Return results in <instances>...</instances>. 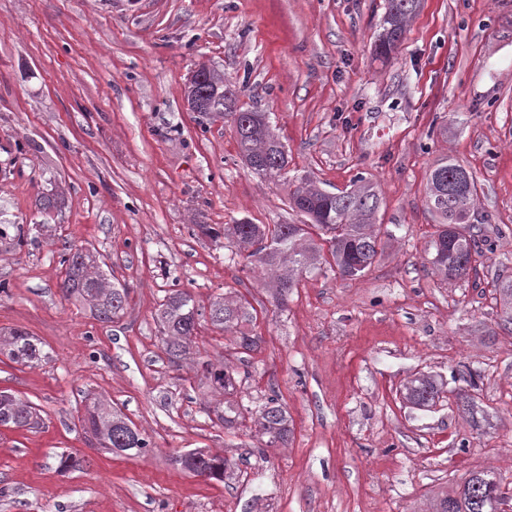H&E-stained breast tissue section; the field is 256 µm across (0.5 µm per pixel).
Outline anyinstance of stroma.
<instances>
[{
	"label": "stroma",
	"mask_w": 512,
	"mask_h": 512,
	"mask_svg": "<svg viewBox=\"0 0 512 512\" xmlns=\"http://www.w3.org/2000/svg\"><path fill=\"white\" fill-rule=\"evenodd\" d=\"M385 0H0V330L22 328L52 359L0 355V391L33 406L34 428L0 427V512H428L471 472L512 484V335L500 333V276L512 275V0H422L398 48L374 54ZM268 113L288 166L254 174L231 119L208 122L186 99L199 65ZM471 173L473 224L502 235L469 278L432 267L437 220L425 205L436 161ZM328 191L377 185L383 249L364 274L301 277L278 309L268 276L235 243L198 232L247 221L302 224L298 178ZM61 198L45 211L41 197ZM32 241L17 246L16 225ZM73 245L128 290L113 322L61 290ZM201 309L244 297L257 350L236 354L202 323L190 358L164 354L167 291ZM245 376L236 401L278 394L293 441L263 448L206 410L217 397L202 362ZM476 371V423L459 413ZM442 378L417 408L405 385ZM121 410L151 441L139 456L85 429L92 402ZM228 457L222 481L174 459ZM87 464L60 470L61 455Z\"/></svg>",
	"instance_id": "1"
}]
</instances>
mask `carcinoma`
I'll return each mask as SVG.
<instances>
[{
  "label": "carcinoma",
  "instance_id": "carcinoma-1",
  "mask_svg": "<svg viewBox=\"0 0 512 512\" xmlns=\"http://www.w3.org/2000/svg\"><path fill=\"white\" fill-rule=\"evenodd\" d=\"M420 0H386L382 17L383 31L375 42L374 51L379 57H388L400 43L407 23L417 12ZM210 111L205 113L215 121L224 117L233 119L240 152L250 161L253 173L263 178H276L288 166L284 144L271 132L268 115L264 112L238 109V90L226 85H207ZM466 172V169L449 158L439 160L431 170L426 184V202L429 210L439 219L436 237L432 241L431 263L435 270L447 277L453 273L465 279L475 270V257L495 250V241L479 236L467 224L468 214L477 199L475 180H470L465 194L448 204V181ZM292 207L305 214L312 225L325 235L324 242L336 268L343 276L356 277L374 263L381 239L375 231V217L382 204L376 186L360 179L347 191L329 192L312 185L304 177L294 185L289 194ZM305 229L301 224H276L269 230L262 224L243 221L224 228V236L232 238L239 247L248 251L256 265L275 272L272 293L281 307L286 306L288 294L296 285V276L315 268L322 259L323 246L315 240H304ZM60 264L65 267L63 288L89 306L97 320L113 321L124 310L128 289L109 285L97 270L89 255L72 246L64 247ZM499 294L505 315L499 328L512 335V279L501 280ZM203 312L196 306L190 293L173 290L167 294L158 315L162 343L168 359L176 363L189 353L190 338L194 336ZM208 318L212 326L228 331L253 315L245 303L226 298H216L209 307ZM24 366H37L49 361L50 356L34 337L25 330L13 328L0 337V351ZM205 377L212 387L230 395L236 389L239 373L226 366L216 368L210 363L202 365ZM439 389L435 379L424 373L416 375L406 385V398L419 408L435 404ZM227 430H235L252 418L258 432L269 448L286 445L292 436L288 411L277 394L267 397L257 412L232 400H226L210 409ZM87 429L111 450L127 455H140L150 448L149 441L138 431L129 430L131 422L122 412L107 409L95 403L88 408L85 419ZM30 427L38 425V415L28 403L15 395L0 391V426ZM182 469L200 472L209 479L224 480L230 470L226 457L210 455L194 449L177 459ZM502 478L488 471L469 475L459 492L432 502L431 512H500L505 502Z\"/></svg>",
  "mask_w": 512,
  "mask_h": 512
}]
</instances>
